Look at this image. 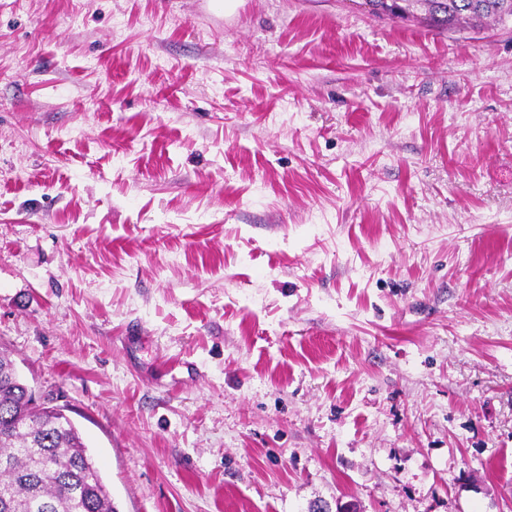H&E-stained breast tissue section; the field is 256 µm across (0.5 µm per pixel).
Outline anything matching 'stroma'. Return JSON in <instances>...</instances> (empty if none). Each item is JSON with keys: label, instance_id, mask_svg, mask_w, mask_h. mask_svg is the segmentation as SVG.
I'll return each instance as SVG.
<instances>
[{"label": "stroma", "instance_id": "1", "mask_svg": "<svg viewBox=\"0 0 512 512\" xmlns=\"http://www.w3.org/2000/svg\"><path fill=\"white\" fill-rule=\"evenodd\" d=\"M0 0V350L117 512H512V24Z\"/></svg>", "mask_w": 512, "mask_h": 512}]
</instances>
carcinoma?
<instances>
[{
	"instance_id": "carcinoma-1",
	"label": "carcinoma",
	"mask_w": 512,
	"mask_h": 512,
	"mask_svg": "<svg viewBox=\"0 0 512 512\" xmlns=\"http://www.w3.org/2000/svg\"><path fill=\"white\" fill-rule=\"evenodd\" d=\"M374 13L456 30L512 21V0H368ZM0 512H116L76 426L37 404L0 352Z\"/></svg>"
}]
</instances>
